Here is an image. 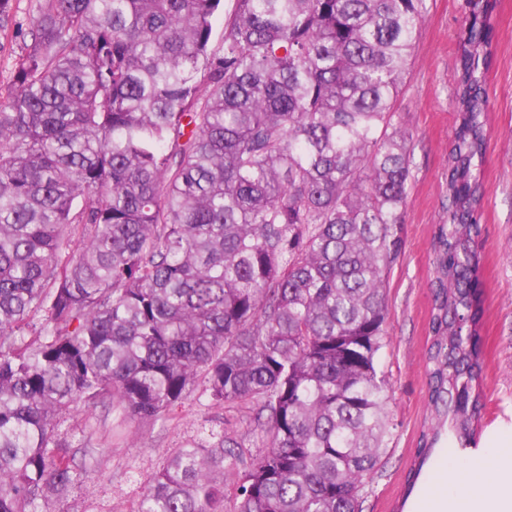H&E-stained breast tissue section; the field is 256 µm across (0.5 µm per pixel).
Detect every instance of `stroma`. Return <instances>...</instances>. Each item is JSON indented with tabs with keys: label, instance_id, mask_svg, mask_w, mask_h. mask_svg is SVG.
I'll return each instance as SVG.
<instances>
[{
	"label": "stroma",
	"instance_id": "obj_1",
	"mask_svg": "<svg viewBox=\"0 0 512 512\" xmlns=\"http://www.w3.org/2000/svg\"><path fill=\"white\" fill-rule=\"evenodd\" d=\"M463 0H426L427 12L412 65L395 102V120L411 137L412 180L404 211V248L388 278L386 345L379 367L391 400L390 440L364 493L363 512H393L408 493L405 478L417 462L420 432L427 419V375L423 355L430 336L435 276V233L448 221V150L455 130L457 35ZM36 10V0H12L13 24L0 51V84H8L13 51ZM494 62L487 76L490 114L484 174L481 330L484 372L483 420L476 448L460 454L445 444L433 448L414 488L422 490L443 461L478 466L477 475L449 483L451 497L489 492L500 463L512 447V0H496L493 13ZM230 420L238 435L249 421L244 412L209 410L186 402L167 420L129 423L123 434L109 432L103 416L90 461L89 487L95 512H131L141 486L168 449L195 434L203 420Z\"/></svg>",
	"mask_w": 512,
	"mask_h": 512
}]
</instances>
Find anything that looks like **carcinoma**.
<instances>
[{
	"label": "carcinoma",
	"instance_id": "obj_1",
	"mask_svg": "<svg viewBox=\"0 0 512 512\" xmlns=\"http://www.w3.org/2000/svg\"><path fill=\"white\" fill-rule=\"evenodd\" d=\"M38 2L0 93V512H69L95 434L76 409L154 423L191 397L248 412L265 452L192 435L134 512H362L426 0ZM493 3L463 0L410 489L483 418Z\"/></svg>",
	"mask_w": 512,
	"mask_h": 512
}]
</instances>
